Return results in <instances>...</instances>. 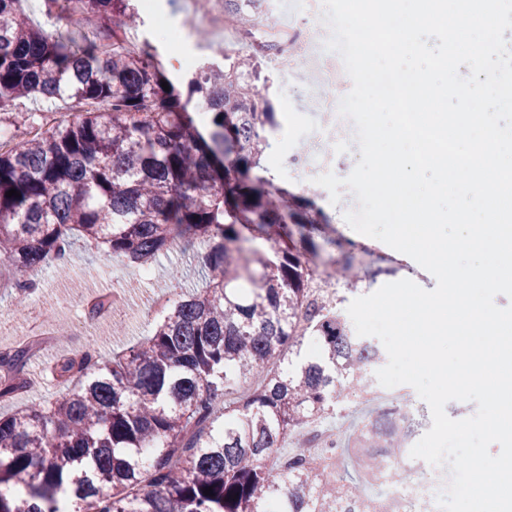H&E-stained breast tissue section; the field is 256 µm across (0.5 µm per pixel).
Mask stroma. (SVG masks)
Listing matches in <instances>:
<instances>
[{
    "label": "stroma",
    "mask_w": 512,
    "mask_h": 512,
    "mask_svg": "<svg viewBox=\"0 0 512 512\" xmlns=\"http://www.w3.org/2000/svg\"><path fill=\"white\" fill-rule=\"evenodd\" d=\"M152 10L143 14L140 38L156 43L170 64L183 58L194 61L220 54L233 56L245 53L232 30L213 33L210 39L182 31L181 22L186 11L192 10L195 0H153ZM313 32L301 40L291 51L288 65L270 69L267 82H260L253 89L256 97L271 100L276 112V124L265 127L263 134L270 143L263 154V164L272 184L288 189L302 211L315 223L309 234L318 247L322 260L340 256L341 243L359 240V233L352 230L344 219L342 204L332 203L330 195L319 185H309L300 178L295 168L282 166L284 154L293 152L300 137L318 132L321 114L308 107L310 98L306 74H313L320 91L344 97L352 88L339 54L324 47L330 36L329 27L321 15L313 17ZM63 102H50L42 98H27L7 110H0V135L15 140L27 138L29 131L47 112H64ZM203 244L186 250L176 247L160 255L149 271L116 258H104L96 251L75 243L68 261L56 264L48 261L29 269L28 274L39 284L43 300L42 314L50 325H64L67 335L51 334L48 352L37 353L26 368L29 386L13 400L0 403V416L12 413L15 408L41 403L64 392V385L46 371L48 364L75 353L88 341H95L104 352H118L136 336L151 333L155 318L148 315L145 298L148 295H180L203 288L207 274L200 262ZM386 256L382 262V275L376 280L358 278L342 282L343 303L370 294L379 286L410 279L424 289L436 286L434 277L412 258L389 246H382ZM179 270V282L170 279L171 270ZM13 268L9 262L0 261V349L26 342V315L16 312L15 294L11 288ZM127 289L131 297L119 317L88 320V304L103 290Z\"/></svg>",
    "instance_id": "obj_1"
}]
</instances>
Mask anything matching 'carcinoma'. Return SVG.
Wrapping results in <instances>:
<instances>
[{"label":"carcinoma","instance_id":"obj_1","mask_svg":"<svg viewBox=\"0 0 512 512\" xmlns=\"http://www.w3.org/2000/svg\"><path fill=\"white\" fill-rule=\"evenodd\" d=\"M0 0V109L21 98L105 106L0 151V256L25 269L81 239L145 266L175 240L207 245L206 287L179 295L151 335L104 359H60L67 392L0 417V512H376L362 491L405 452L393 406L322 462L301 449L269 466L278 443L350 398L379 361L341 312L306 304L305 223L288 193L248 173L262 155L271 102L253 96L288 50L256 40L248 59L188 68L168 81L157 47L131 48L135 0H67L80 29L49 36ZM232 15L262 0H223ZM168 83L164 90L161 83ZM204 105V115L188 103ZM14 189L18 197H8ZM305 311L313 345L295 328ZM32 347L0 352V401L27 384ZM212 488V495L205 494Z\"/></svg>","mask_w":512,"mask_h":512}]
</instances>
